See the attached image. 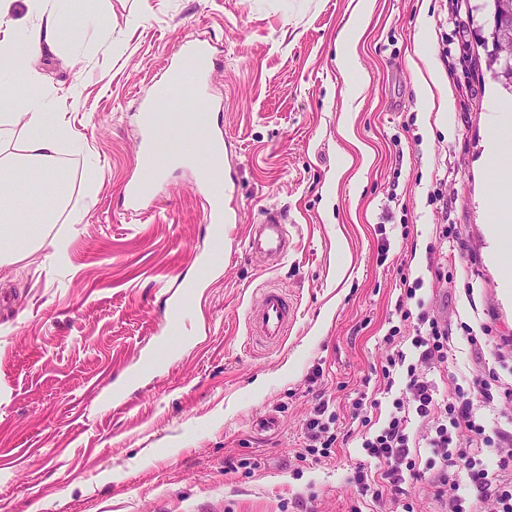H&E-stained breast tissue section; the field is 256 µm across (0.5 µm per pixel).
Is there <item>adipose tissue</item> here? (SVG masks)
<instances>
[{"mask_svg": "<svg viewBox=\"0 0 512 512\" xmlns=\"http://www.w3.org/2000/svg\"><path fill=\"white\" fill-rule=\"evenodd\" d=\"M22 2L24 15L0 34V95L9 97L12 106L0 114V126L17 127L24 134L19 154L0 160V266L42 249L63 257L66 242L49 236L48 225L62 218L79 224L84 217L69 202L73 173L65 156L72 143L65 138L62 116L54 112L48 99L15 92L17 86L36 79L35 64L40 58L57 52L60 25L72 9V0ZM372 12L373 0H358L340 29L336 43L342 66H350L354 59ZM491 125L494 135L487 145L485 180L499 204L490 208L485 232L494 245L491 260L500 265L505 246L512 241V208L504 204L512 197V167L501 163L506 152L512 151V114L493 113ZM33 190L39 197L35 207L29 203Z\"/></svg>", "mask_w": 512, "mask_h": 512, "instance_id": "ef3b65f1", "label": "adipose tissue"}]
</instances>
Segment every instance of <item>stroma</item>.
I'll list each match as a JSON object with an SVG mask.
<instances>
[{"mask_svg": "<svg viewBox=\"0 0 512 512\" xmlns=\"http://www.w3.org/2000/svg\"><path fill=\"white\" fill-rule=\"evenodd\" d=\"M357 0H110L112 38L96 0H75L81 37L41 59L36 87L67 112L78 138L67 161L82 223L49 225L67 241L0 267V512H441L428 482L375 503L351 482L361 436L390 400L384 337L401 325V282L447 322L440 395L476 363L512 373V265L487 261L479 176L490 111L512 113L476 32L482 0H375L355 66L365 76L344 131L350 75L336 35ZM211 48L210 123L224 144V264L195 286L214 237L208 191L171 167L149 209H124L140 176L139 103L182 44ZM456 101L453 131L428 122L416 86L417 41ZM95 198H88L87 187ZM447 213H440V200ZM288 217L289 254L265 267L244 248L268 206ZM449 221L454 236L436 226ZM448 275L437 278L439 263ZM295 320L269 348L248 317L270 286ZM188 294L194 333L167 351L161 328ZM327 403L336 453L305 455L306 420Z\"/></svg>", "mask_w": 512, "mask_h": 512, "instance_id": "35a3bbf8", "label": "stroma"}]
</instances>
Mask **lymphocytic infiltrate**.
Here are the masks:
<instances>
[{
	"instance_id": "1",
	"label": "lymphocytic infiltrate",
	"mask_w": 512,
	"mask_h": 512,
	"mask_svg": "<svg viewBox=\"0 0 512 512\" xmlns=\"http://www.w3.org/2000/svg\"><path fill=\"white\" fill-rule=\"evenodd\" d=\"M399 312L413 334L403 337L395 327L386 336L389 355L384 373L389 376L405 368L406 389L393 398L383 426L361 443L375 470L358 472V491L378 502L385 494H401L407 480H425L436 488L444 512H476L480 502L490 504L491 512H512V431L488 436L485 419L477 411L481 405L494 409L512 404V382L482 367L473 371L469 387L440 397L430 373L448 359V327L423 306L415 312L403 306ZM407 344L415 351V362L406 360ZM477 396L482 399L478 405L473 402ZM425 447L430 448V457H422ZM491 456L497 460L493 471L486 463ZM464 479L475 487L476 498L460 494Z\"/></svg>"
}]
</instances>
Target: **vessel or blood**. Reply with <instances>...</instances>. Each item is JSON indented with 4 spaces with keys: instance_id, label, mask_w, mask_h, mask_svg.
I'll return each mask as SVG.
<instances>
[{
    "instance_id": "b4317fda",
    "label": "vessel or blood",
    "mask_w": 512,
    "mask_h": 512,
    "mask_svg": "<svg viewBox=\"0 0 512 512\" xmlns=\"http://www.w3.org/2000/svg\"><path fill=\"white\" fill-rule=\"evenodd\" d=\"M208 74L189 70L181 64L169 67L166 82L146 96L143 106L139 150L144 176L129 183L125 189L128 211L144 213L152 195V186L162 171L172 165H181L194 171L198 183H205V169L210 155H222L223 145L212 134H200L193 122L184 123L176 132L180 141L177 150L162 143L160 134L166 117L183 111L193 115L207 102ZM288 220L280 209L267 207L252 224L245 240L247 253L267 262H278L288 254ZM175 316L164 330L170 341L182 342L188 334L191 313L186 303L175 304ZM294 320V310L285 290L265 289L257 308L252 312L249 333L254 341L276 346L288 334Z\"/></svg>"
}]
</instances>
